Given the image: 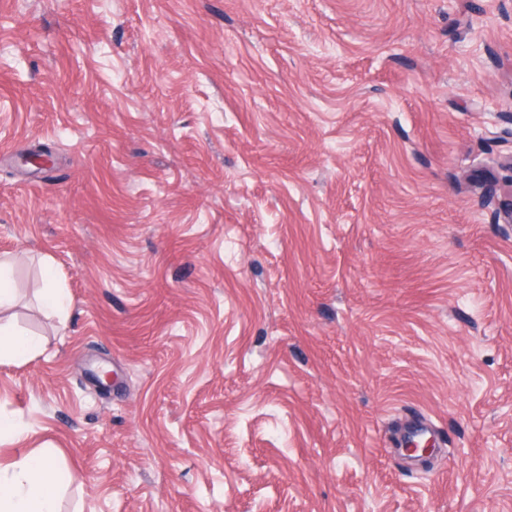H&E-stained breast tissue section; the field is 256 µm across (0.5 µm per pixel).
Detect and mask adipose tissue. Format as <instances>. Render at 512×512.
Wrapping results in <instances>:
<instances>
[{"instance_id":"1","label":"adipose tissue","mask_w":512,"mask_h":512,"mask_svg":"<svg viewBox=\"0 0 512 512\" xmlns=\"http://www.w3.org/2000/svg\"><path fill=\"white\" fill-rule=\"evenodd\" d=\"M58 468L33 454L0 468V512H58Z\"/></svg>"}]
</instances>
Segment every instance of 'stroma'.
<instances>
[{
    "mask_svg": "<svg viewBox=\"0 0 512 512\" xmlns=\"http://www.w3.org/2000/svg\"><path fill=\"white\" fill-rule=\"evenodd\" d=\"M510 202L512 0H0V465L60 512H512ZM41 296L46 305L58 316L66 312V300L61 288H56L51 279H46L41 288ZM39 347L38 340L20 333L9 321L0 322V359L30 357ZM58 468L45 454L0 466L1 512H58Z\"/></svg>",
    "mask_w": 512,
    "mask_h": 512,
    "instance_id": "stroma-1",
    "label": "stroma"
}]
</instances>
